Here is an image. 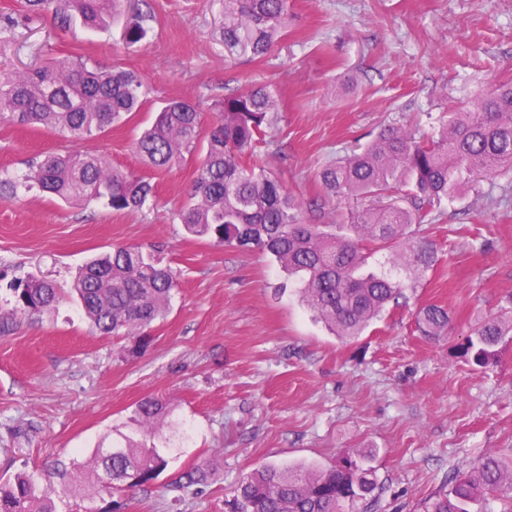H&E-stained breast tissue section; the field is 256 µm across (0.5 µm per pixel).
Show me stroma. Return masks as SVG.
I'll return each mask as SVG.
<instances>
[{
    "label": "stroma",
    "instance_id": "obj_1",
    "mask_svg": "<svg viewBox=\"0 0 512 512\" xmlns=\"http://www.w3.org/2000/svg\"><path fill=\"white\" fill-rule=\"evenodd\" d=\"M150 14L147 39L126 45L121 24L60 31L53 16L16 27L0 68L25 70L48 45L105 66L137 71L149 90L139 112L73 142L58 131L0 125V172L18 177L47 153H103L145 177L156 200L115 213L67 205L39 190L0 197V269L69 292L79 267L116 244H134L177 275L178 288L152 341L131 353L126 337L90 333L70 299L12 317L0 282V477L88 457L108 435L129 432L137 405L166 403L176 449L152 485L118 497L62 491L58 512H229L233 490L265 464L328 468L361 456L377 487L370 512H423L449 477L488 455L512 459V334L476 371L451 346L482 318L512 311V172L480 178L428 207L416 232L435 264L407 307L389 310L345 341L316 320L276 262L187 234L178 219L195 178L186 159L146 168L132 142L169 99L198 105L204 126L216 98L251 83L279 92L278 121L252 164L278 178L310 224H346L352 213L405 192L323 199L318 171L386 129L429 136L440 120L503 83L512 84V0H290L288 26L254 57L231 44L224 0H128ZM447 308L448 334L417 328L421 308ZM210 460L201 492L172 488L179 472Z\"/></svg>",
    "mask_w": 512,
    "mask_h": 512
}]
</instances>
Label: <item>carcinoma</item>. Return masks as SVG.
<instances>
[{"mask_svg":"<svg viewBox=\"0 0 512 512\" xmlns=\"http://www.w3.org/2000/svg\"><path fill=\"white\" fill-rule=\"evenodd\" d=\"M126 0H23L22 13L0 16V51L20 23H33L48 12L59 28L80 21L99 28L124 12ZM288 0H224V12L240 20L224 33L238 40V28L250 33L254 56H263L288 22ZM150 15L126 18L123 40L134 45L147 36ZM146 89L131 70L102 67L79 56H48L32 71H0V123L43 126L72 140H84L106 127L127 121L142 106ZM276 91L269 84L250 85L215 102L217 121L204 131L198 107L172 98L151 127L134 142L141 162L170 170L186 156L197 159L196 177L180 212L181 224L196 237L268 255L295 277L307 306L337 335L356 338L390 305H399L404 290L416 288L434 263V252L410 234L414 218L404 208L365 210L352 223L305 224L301 209L282 184L265 170L245 162L263 129L272 126ZM512 171V84H501L468 103L442 122L437 137L421 139L388 129L365 148L325 166L318 179L330 198L364 197L407 190L428 204L452 198L476 174L490 177ZM24 182L66 203L107 200L116 213L142 209L154 196L147 179L112 166L103 154L50 153L28 166ZM392 256L394 277L366 269L375 252ZM177 280L135 246H118L85 265L72 291L93 333L135 339L148 346L147 330L167 312ZM13 313L32 315L58 303L53 283L34 277L9 282ZM448 310L428 305L420 325L428 336L448 330ZM512 321L487 316L455 345L456 357L483 368L498 355ZM138 435L100 445L84 464L59 473L63 487L112 494L117 485L153 483L168 466L170 449L159 448L168 412L148 398L136 408ZM210 462L185 471L175 487L207 484ZM376 482L372 471L347 455L316 471L265 465L243 477L235 512H345L367 499ZM57 490L37 472L19 471L0 479V512H56ZM488 495L512 512V466L487 456L456 475L447 488L430 497L424 512H474Z\"/></svg>","mask_w":512,"mask_h":512,"instance_id":"carcinoma-1","label":"carcinoma"}]
</instances>
